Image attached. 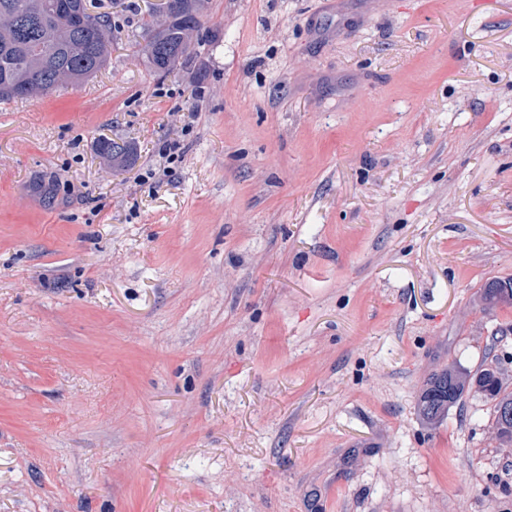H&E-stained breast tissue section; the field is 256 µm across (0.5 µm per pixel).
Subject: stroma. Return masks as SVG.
Wrapping results in <instances>:
<instances>
[{"mask_svg": "<svg viewBox=\"0 0 512 512\" xmlns=\"http://www.w3.org/2000/svg\"><path fill=\"white\" fill-rule=\"evenodd\" d=\"M95 4L0 103V512H512L490 400L418 407L512 387V0H204L162 78ZM98 152L106 157L112 158V161L128 162L133 158V150L126 143H119L111 139H101L98 141ZM481 300L485 305L512 306V279L508 281L495 280L488 283L481 293ZM480 377L476 381V376ZM476 386L481 392L490 396L492 401L491 415L497 435L500 439L512 441V419L505 423L501 420L500 409L505 406L512 407V391L508 390L502 379L496 372H490L486 368L481 369L473 376H461L450 367L440 374L434 375L426 384L419 399L420 412L429 421L438 420L448 408L456 404L464 391ZM451 393V394H450ZM448 396L450 403H448Z\"/></svg>", "mask_w": 512, "mask_h": 512, "instance_id": "35a3bbf8", "label": "stroma"}]
</instances>
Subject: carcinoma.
<instances>
[{"instance_id": "carcinoma-1", "label": "carcinoma", "mask_w": 512, "mask_h": 512, "mask_svg": "<svg viewBox=\"0 0 512 512\" xmlns=\"http://www.w3.org/2000/svg\"><path fill=\"white\" fill-rule=\"evenodd\" d=\"M202 0H166L162 19H144V42H135L134 54L152 73L166 75L196 51ZM112 54V18L92 12L79 0H0V81L13 92L0 100H23L46 95L60 87L79 86L95 77ZM98 152L114 161L128 162L133 150L111 139L98 141ZM488 306H512V279L488 283L481 293ZM472 386L492 401L491 415L500 439L512 441V419L501 420L500 409L512 407V391L486 369L461 376L450 367L434 375L419 399L420 412L438 420Z\"/></svg>"}]
</instances>
